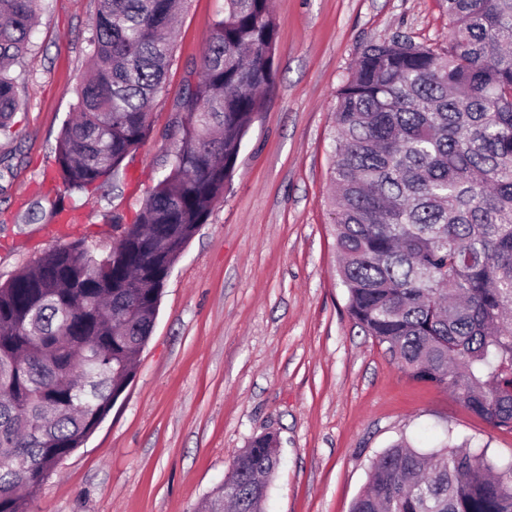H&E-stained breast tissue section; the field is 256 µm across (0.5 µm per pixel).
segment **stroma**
Wrapping results in <instances>:
<instances>
[{"label":"stroma","instance_id":"35a3bbf8","mask_svg":"<svg viewBox=\"0 0 512 512\" xmlns=\"http://www.w3.org/2000/svg\"><path fill=\"white\" fill-rule=\"evenodd\" d=\"M275 78L251 124L230 190L188 243L163 290L136 373L83 446L44 481L30 512H196L237 452L277 434L281 464L265 512H350L374 459L405 438L445 437L512 461V432L452 393L407 376L354 324L338 273L330 143L336 93L368 42L448 39L440 0H272ZM96 0H40L19 109L0 156V283L56 245L112 246L174 143V110L224 0H188L151 137L119 185L73 200L54 150L85 67ZM75 220L49 235L52 207Z\"/></svg>","mask_w":512,"mask_h":512}]
</instances>
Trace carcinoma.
<instances>
[{
  "instance_id": "cac0c4a2",
  "label": "carcinoma",
  "mask_w": 512,
  "mask_h": 512,
  "mask_svg": "<svg viewBox=\"0 0 512 512\" xmlns=\"http://www.w3.org/2000/svg\"><path fill=\"white\" fill-rule=\"evenodd\" d=\"M448 44L365 45L336 96L331 198L355 323L410 377L512 431V0H441ZM39 0H0V133ZM186 0H98L85 77L55 148L64 190L120 180L151 135ZM271 0L224 14L175 111V149L124 241L59 244L0 284V512H29L133 378L163 288L214 204L273 81ZM271 436L232 461L204 512H264ZM351 512H512V462L455 444L381 452Z\"/></svg>"
}]
</instances>
